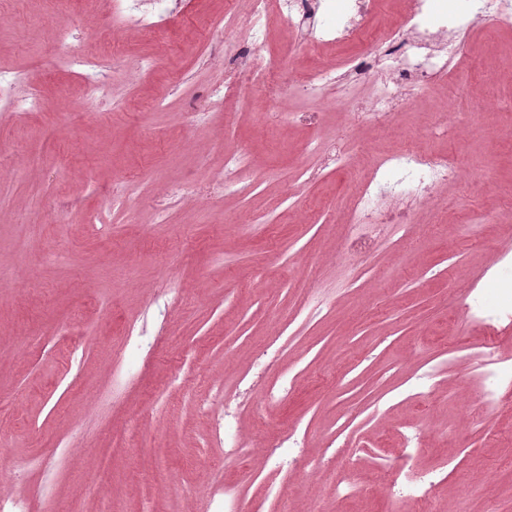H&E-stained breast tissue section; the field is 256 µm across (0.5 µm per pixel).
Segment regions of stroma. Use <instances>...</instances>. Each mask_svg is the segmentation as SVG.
Listing matches in <instances>:
<instances>
[{
  "instance_id": "1",
  "label": "stroma",
  "mask_w": 512,
  "mask_h": 512,
  "mask_svg": "<svg viewBox=\"0 0 512 512\" xmlns=\"http://www.w3.org/2000/svg\"><path fill=\"white\" fill-rule=\"evenodd\" d=\"M228 9L194 0L163 39H127L103 5L0 0V71L43 101L0 116V512H224L228 490L262 512H416L401 488L368 486L377 467L397 477L413 439L415 467L439 480L428 512H512V403L469 412L483 345L512 364V321L464 312L512 250V27L466 39L458 138L429 123L435 96L391 132L358 122L368 89L348 85L272 105L249 90L196 124L225 64L202 53L222 33L192 21ZM58 25L90 52L116 40L162 68L135 87L114 65L111 99L74 111L76 75L48 65ZM269 29L260 57L282 58V82L359 50L318 58L290 50L277 19ZM313 110L317 124L290 119ZM411 137L466 173L437 214L349 256L345 213L370 155ZM339 138L346 168L305 150ZM240 145L250 164L218 193L168 194L206 186ZM101 209L108 224L84 223ZM353 446L360 491L339 498Z\"/></svg>"
}]
</instances>
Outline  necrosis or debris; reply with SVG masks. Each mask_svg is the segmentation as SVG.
<instances>
[{"label": "necrosis or debris", "instance_id": "obj_1", "mask_svg": "<svg viewBox=\"0 0 512 512\" xmlns=\"http://www.w3.org/2000/svg\"><path fill=\"white\" fill-rule=\"evenodd\" d=\"M112 25L128 35L153 32L183 9L182 0H111ZM245 9L232 18L231 29L239 47L231 78L213 86L206 104L192 107L191 116L204 117L239 99L243 89L263 90L277 60L256 63L254 57L267 43L270 14L295 32L298 49L315 52L328 45L360 40L369 21L381 7V0H346L341 21H332L329 0H243ZM404 15L398 27L376 36V50H364L349 57L342 66L320 65L307 71L300 85H280L279 97L299 93L310 98L324 94L328 87L358 82L375 86L359 118L368 124L393 126L398 112L413 98L424 97L448 74L449 64L462 56L460 34L480 25L512 26V0H403ZM65 53L57 66L74 70L83 94L79 111L92 112L112 94V67L124 61L121 48L103 43L98 54L87 55L70 30L57 33ZM370 179L352 196L349 223L359 242H366L370 229L398 222L410 223L416 209H432L438 192L449 180L460 178L463 169L448 156L423 149H406L374 159ZM497 273L490 278L497 297L496 311H488L481 300L467 305L476 319L492 313L512 315V278L502 271L512 267V252L497 259ZM483 372L475 401L488 414L512 395V367L496 356L493 344L483 351Z\"/></svg>", "mask_w": 512, "mask_h": 512}]
</instances>
